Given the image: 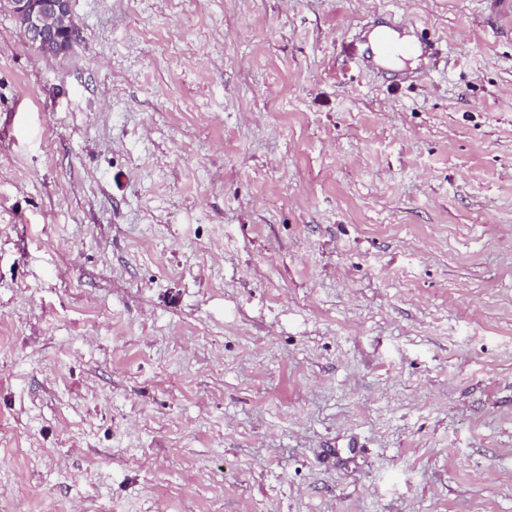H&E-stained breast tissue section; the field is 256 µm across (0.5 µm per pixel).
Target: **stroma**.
<instances>
[{
	"mask_svg": "<svg viewBox=\"0 0 512 512\" xmlns=\"http://www.w3.org/2000/svg\"><path fill=\"white\" fill-rule=\"evenodd\" d=\"M0 11V512H512V15ZM414 24L389 86L344 44ZM70 0H1L0 10L13 15L25 39L37 50L61 53L77 34ZM43 48V50H42ZM44 53V52H43ZM377 52L380 57L398 56L403 55H418L421 59L431 61L435 56V43L432 41L422 42L414 40L411 43L395 45L390 40L382 38L377 45Z\"/></svg>",
	"mask_w": 512,
	"mask_h": 512,
	"instance_id": "1",
	"label": "stroma"
}]
</instances>
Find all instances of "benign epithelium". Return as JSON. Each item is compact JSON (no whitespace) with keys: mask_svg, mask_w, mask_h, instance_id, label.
I'll use <instances>...</instances> for the list:
<instances>
[{"mask_svg":"<svg viewBox=\"0 0 512 512\" xmlns=\"http://www.w3.org/2000/svg\"><path fill=\"white\" fill-rule=\"evenodd\" d=\"M0 10L13 15L25 39L47 53H61L77 30L70 0H0Z\"/></svg>","mask_w":512,"mask_h":512,"instance_id":"benign-epithelium-1","label":"benign epithelium"}]
</instances>
